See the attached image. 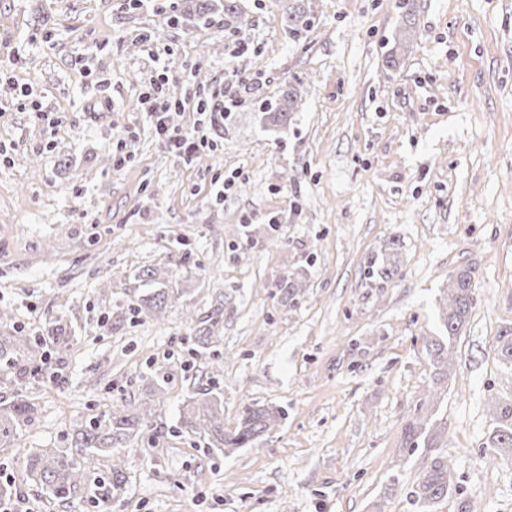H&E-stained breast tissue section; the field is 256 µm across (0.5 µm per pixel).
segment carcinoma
<instances>
[{
  "mask_svg": "<svg viewBox=\"0 0 512 512\" xmlns=\"http://www.w3.org/2000/svg\"><path fill=\"white\" fill-rule=\"evenodd\" d=\"M313 23L301 0H289L284 27L288 34L298 37ZM298 90L288 89L276 106L265 112L264 120L274 124L288 123V116L297 109ZM477 270L467 264L448 277L446 295L441 304V317L448 333V342L431 341L429 353L434 367L432 388L448 381L453 368V340L463 332L473 305V284ZM280 288L284 302L294 305L305 292L302 281L292 276L282 278ZM177 296L171 289L154 290L143 296L141 309L153 317L161 316ZM78 344V337L61 325L47 328L44 333L17 346L0 340V358L17 369L19 378L27 374L45 372L53 361H64ZM494 351L500 364L512 369V324L500 328L494 337ZM163 388L155 398L144 403L137 412L110 407L93 416L89 422L76 423V429L67 448H45L27 455L25 469L28 478L40 486L51 499H65L79 487L91 490L90 501L97 512H112V502L125 492L123 453L131 449L133 439L143 432L156 406L163 404ZM497 425L489 438V447L501 456L512 457V401L494 406ZM33 405L14 397H0V445H8L18 430L31 422ZM285 413L265 406H247L234 431L224 430V399L220 393L206 388L191 399L180 411L182 427L189 433L207 439V446L219 449L247 448L263 434L279 425ZM427 433V418L420 415L404 428V440L410 447ZM97 457L112 459L105 474L91 478L88 464ZM451 492L448 463L443 459L433 462L415 487L413 496L417 512H436L437 503Z\"/></svg>",
  "mask_w": 512,
  "mask_h": 512,
  "instance_id": "obj_1",
  "label": "carcinoma"
}]
</instances>
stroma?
<instances>
[{"mask_svg":"<svg viewBox=\"0 0 512 512\" xmlns=\"http://www.w3.org/2000/svg\"><path fill=\"white\" fill-rule=\"evenodd\" d=\"M304 2L313 25L294 41L287 0H236L241 19L219 9L206 28L189 0H0V336L59 320L79 338L24 381L36 417L0 447L26 512H91L82 490L48 501L24 454L161 384L112 512H416L437 458L452 484L437 512H512V460L487 446L512 400L494 353L512 323V0H413L401 49L403 0ZM161 75L179 128L218 84L249 91L186 160L144 112ZM294 83L288 125L264 124ZM465 264L474 304L434 391L427 344ZM147 268L180 296L159 317L138 310ZM292 274L306 291L289 306L276 284ZM216 358L225 429L247 405L287 412L254 447L180 429ZM419 413L438 435L410 450Z\"/></svg>","mask_w":512,"mask_h":512,"instance_id":"stroma-1","label":"stroma"}]
</instances>
